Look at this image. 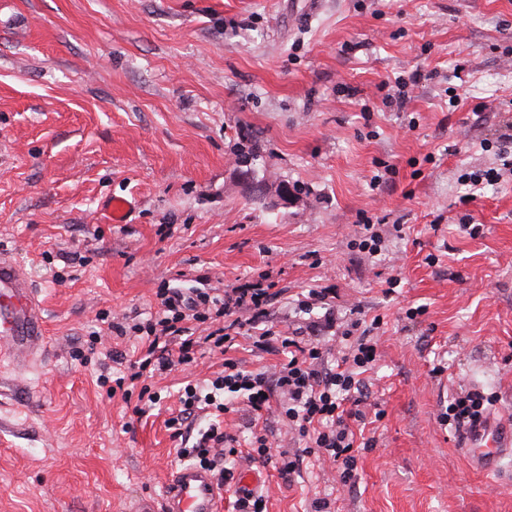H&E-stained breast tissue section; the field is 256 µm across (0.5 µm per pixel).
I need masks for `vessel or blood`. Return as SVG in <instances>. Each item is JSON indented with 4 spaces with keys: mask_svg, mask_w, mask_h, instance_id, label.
<instances>
[{
    "mask_svg": "<svg viewBox=\"0 0 512 512\" xmlns=\"http://www.w3.org/2000/svg\"><path fill=\"white\" fill-rule=\"evenodd\" d=\"M37 292L10 254L0 251V351L14 365H27L45 344ZM470 466L488 473L512 455V417L487 415L467 426L460 438ZM221 493L211 473L182 464L173 470L161 507L138 504L132 512H218Z\"/></svg>",
    "mask_w": 512,
    "mask_h": 512,
    "instance_id": "obj_1",
    "label": "vessel or blood"
}]
</instances>
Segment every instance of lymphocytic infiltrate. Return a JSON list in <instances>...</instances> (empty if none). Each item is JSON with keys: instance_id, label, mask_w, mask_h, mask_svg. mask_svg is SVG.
Listing matches in <instances>:
<instances>
[{"instance_id": "lymphocytic-infiltrate-1", "label": "lymphocytic infiltrate", "mask_w": 512, "mask_h": 512, "mask_svg": "<svg viewBox=\"0 0 512 512\" xmlns=\"http://www.w3.org/2000/svg\"><path fill=\"white\" fill-rule=\"evenodd\" d=\"M277 295L275 283L267 273L259 280L225 289L220 297L197 290L187 296L175 288L159 289L156 296L161 305L160 318L135 326L145 338L139 357L129 361L122 353L111 352L100 367L108 372L113 365L127 364L129 376L115 380L116 387L121 388L125 383L190 364L198 347L207 345L224 352L232 347L236 334H251L253 349L283 355L278 372L271 375L264 370H242L228 360L223 371L208 383L185 385L179 392L178 413L166 421L173 437L182 442L177 450L179 458L210 471L219 488H232L237 479L234 461L241 453L236 447V435L224 429V416L233 411L238 398L244 399L256 413L275 401L299 433L309 438L310 444L295 453L283 451L275 456L266 434L257 432L244 453L247 459L265 466L276 464L280 477L287 479L299 470L305 457L319 454L335 464L342 483H350L357 470L354 425L365 418L367 385L363 375L373 364L377 344L368 337H360L350 352L337 359L335 366H328L318 343L261 330L267 308ZM212 314L227 317L228 326L198 335V324ZM493 402V397L484 393L463 392L439 419L461 428L484 416ZM200 409L208 411L212 421L195 441L184 442L185 424Z\"/></svg>"}]
</instances>
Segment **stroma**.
I'll list each match as a JSON object with an SVG mask.
<instances>
[{
  "mask_svg": "<svg viewBox=\"0 0 512 512\" xmlns=\"http://www.w3.org/2000/svg\"><path fill=\"white\" fill-rule=\"evenodd\" d=\"M414 71L397 107L386 82ZM509 121L512 0H0V248L38 289L49 336L24 372L0 357L30 393H0V512L161 500L181 382L279 358L242 337L203 352L151 380L161 401L141 418L137 396L97 380L100 353L134 351L112 325L156 316L160 285L214 294L267 272L283 293L265 325L282 335L313 324L334 349L326 311L381 317L369 391L385 411L349 485L327 460L288 481L254 464L267 512L319 498L330 512H512V457L474 471L438 419L465 390L512 413ZM250 154L290 204L251 201L237 175ZM486 170L481 190L461 180ZM116 197L137 202L127 223L105 219ZM367 217L383 253L359 245ZM317 286L335 298L300 309Z\"/></svg>",
  "mask_w": 512,
  "mask_h": 512,
  "instance_id": "35a3bbf8",
  "label": "stroma"
}]
</instances>
